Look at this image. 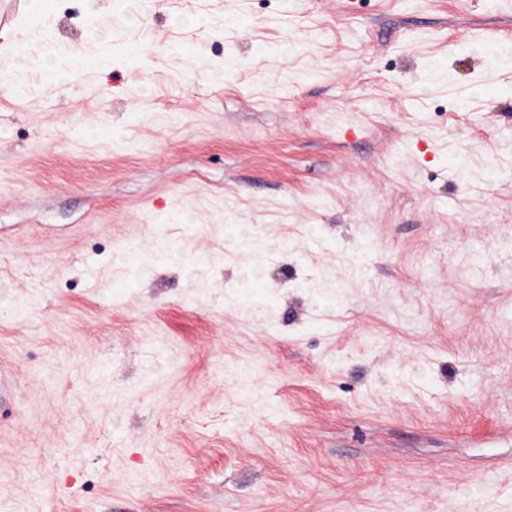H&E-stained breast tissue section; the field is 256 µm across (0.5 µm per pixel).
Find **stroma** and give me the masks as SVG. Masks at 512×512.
I'll list each match as a JSON object with an SVG mask.
<instances>
[{
	"label": "stroma",
	"instance_id": "obj_1",
	"mask_svg": "<svg viewBox=\"0 0 512 512\" xmlns=\"http://www.w3.org/2000/svg\"><path fill=\"white\" fill-rule=\"evenodd\" d=\"M15 58L0 512H512V0H0Z\"/></svg>",
	"mask_w": 512,
	"mask_h": 512
}]
</instances>
